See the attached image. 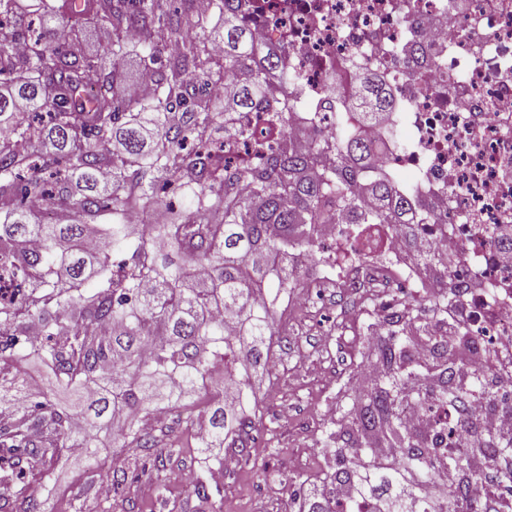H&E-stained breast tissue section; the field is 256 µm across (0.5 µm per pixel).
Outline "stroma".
I'll use <instances>...</instances> for the list:
<instances>
[{
    "label": "stroma",
    "instance_id": "1",
    "mask_svg": "<svg viewBox=\"0 0 512 512\" xmlns=\"http://www.w3.org/2000/svg\"><path fill=\"white\" fill-rule=\"evenodd\" d=\"M364 296L341 288L325 289L313 307L284 315L273 340L272 373L257 382L262 418L251 432L260 445L250 462L236 461L217 486L215 512H302L296 483L323 485L336 469L332 455L315 451L326 410L344 415L368 385L360 374L361 338L375 317ZM197 444L185 427H174L162 448L168 453L159 475L142 476L113 490L111 512H198L178 474L197 468ZM100 465L60 457L39 497L46 512H100V489L108 471L142 464L145 452H123L107 443Z\"/></svg>",
    "mask_w": 512,
    "mask_h": 512
}]
</instances>
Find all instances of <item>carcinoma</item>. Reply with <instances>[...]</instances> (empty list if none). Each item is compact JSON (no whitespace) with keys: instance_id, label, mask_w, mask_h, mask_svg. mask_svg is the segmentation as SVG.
Returning a JSON list of instances; mask_svg holds the SVG:
<instances>
[{"instance_id":"1","label":"carcinoma","mask_w":512,"mask_h":512,"mask_svg":"<svg viewBox=\"0 0 512 512\" xmlns=\"http://www.w3.org/2000/svg\"><path fill=\"white\" fill-rule=\"evenodd\" d=\"M212 12L180 13L168 0H35L26 19L21 0H0V274L20 296L0 302V484L40 512L31 483L50 478V463L80 445L97 460L99 433L112 432L123 448H155L168 436L136 420H156L169 407L192 412L210 397L197 442L202 469L215 450L250 454L242 436L260 418L252 380L267 370L280 321L278 306L297 287L300 271L288 255L313 249L315 226L347 212L352 224H388L399 231L441 220L413 207L393 179L375 170L373 142L349 127L324 146L317 138L295 144L285 134L252 165L224 164L217 135L250 112L282 122L288 104L276 94L287 73L281 52H262L240 23L241 0H211ZM224 29L209 28L211 13ZM110 34L101 53L78 40L87 24ZM140 34V67L151 92L126 95L123 60L129 32ZM223 56L213 53L214 46ZM234 76L225 98L210 86ZM352 106L368 123L392 108L387 88L359 78ZM180 181L182 211L160 224H127L130 211L166 208L158 187ZM57 222L45 218L43 207ZM390 314L392 330L377 337L381 370L368 404L338 422L387 441L394 465L369 457V441L336 448L330 488L308 512H484L461 488L489 468L512 486V437L489 434L485 446L459 450L470 417L459 430L438 428L439 438L408 430L399 406L404 397L423 405H460L478 396L512 411L488 390L491 372L464 355L448 359V341L435 339L442 367L434 384H413L430 368L413 358V322ZM34 355L50 390L32 402L19 365ZM224 380L213 386V368ZM441 467L462 480L435 500H407ZM359 484L356 499L340 487Z\"/></svg>"}]
</instances>
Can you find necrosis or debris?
I'll list each match as a JSON object with an SVG mask.
<instances>
[{"instance_id": "4bbe7bcc", "label": "necrosis or debris", "mask_w": 512, "mask_h": 512, "mask_svg": "<svg viewBox=\"0 0 512 512\" xmlns=\"http://www.w3.org/2000/svg\"><path fill=\"white\" fill-rule=\"evenodd\" d=\"M497 0H248L240 19L278 48L290 73L280 86L296 102L291 141L336 131L318 104L359 68L380 73L396 106L385 130L350 123L370 140L388 133L379 156L418 207L438 216L415 234L421 254L448 262L465 307L463 324L496 372L512 376V6ZM387 230L374 247L363 225L317 227L322 277L339 288H396L422 297L431 276Z\"/></svg>"}]
</instances>
